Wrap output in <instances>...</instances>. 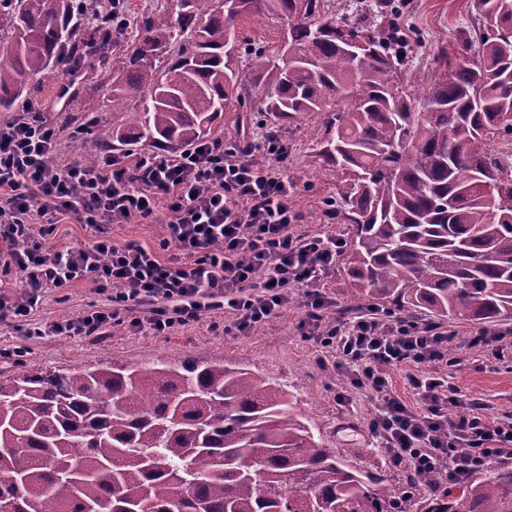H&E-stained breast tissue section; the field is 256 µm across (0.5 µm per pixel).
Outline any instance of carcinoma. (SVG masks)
I'll return each mask as SVG.
<instances>
[{
  "label": "carcinoma",
  "instance_id": "obj_1",
  "mask_svg": "<svg viewBox=\"0 0 512 512\" xmlns=\"http://www.w3.org/2000/svg\"><path fill=\"white\" fill-rule=\"evenodd\" d=\"M112 0H0V111L29 101L58 66L112 53L88 22ZM143 12L112 84V111L137 99L103 141L181 149L224 139L221 120L271 118L263 138L312 114L322 166L342 175L325 217L352 225L349 281L394 312L471 324L512 321V0H474L478 23L456 60L410 90L398 79L412 36L400 4L374 0L337 15L332 0H176ZM288 26L294 57L247 45L235 20ZM365 41L363 57L345 33ZM230 47L233 56L225 48ZM245 61V72L238 62ZM422 110L412 112L407 99ZM375 472L345 466L316 439L276 383L222 362L0 377V512H412ZM426 512H512V469L492 465L450 484Z\"/></svg>",
  "mask_w": 512,
  "mask_h": 512
}]
</instances>
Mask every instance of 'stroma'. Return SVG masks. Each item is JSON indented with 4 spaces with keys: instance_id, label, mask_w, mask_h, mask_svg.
Returning <instances> with one entry per match:
<instances>
[{
    "instance_id": "obj_1",
    "label": "stroma",
    "mask_w": 512,
    "mask_h": 512,
    "mask_svg": "<svg viewBox=\"0 0 512 512\" xmlns=\"http://www.w3.org/2000/svg\"><path fill=\"white\" fill-rule=\"evenodd\" d=\"M475 20L473 0H411L404 23L421 34L424 52L402 74V82L433 75V56L441 52L455 55L461 32ZM116 75L111 61L96 66L92 74L77 79L80 95L74 101L59 95L54 83L43 84L37 103L67 154L81 159L101 152V141L95 132L76 140L70 137L83 112H94L101 124L109 127L125 125L140 111L141 105L136 101L130 103L127 111H113L110 97ZM320 133L318 117L302 120L288 136V159L281 168L288 177L297 180L293 206L302 216L300 231L328 232L344 239L349 235L348 225L328 223L323 214V200L335 192L339 177L334 170L322 167L314 155ZM167 221L168 213L161 209L151 220L113 225L112 236L119 243L134 242L157 249L165 260L170 253L161 249L160 242L164 235L162 226ZM100 300L91 284L78 283L47 293L32 318L66 319L98 305ZM303 315L302 303L294 302L276 319L247 336L225 334V317L221 314L204 315L198 323L161 336L126 332L120 336L30 339L2 323L0 375L78 371L115 358L134 365L158 360L178 364L187 358L236 365L283 386L297 412L343 463L378 472L386 477L391 489L402 490L409 466L386 456L369 432L376 413L373 396L351 386L344 376L337 374L332 363H321L320 349L298 329ZM440 328L447 331L448 345L457 362L435 365L434 375L466 397L484 403L489 418L512 421V321L490 324L489 332L499 334V341L476 347L470 346L469 341L477 333V326L447 320L441 322ZM500 351L505 354L501 360L496 357Z\"/></svg>"
}]
</instances>
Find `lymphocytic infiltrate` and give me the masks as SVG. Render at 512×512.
Instances as JSON below:
<instances>
[{
  "label": "lymphocytic infiltrate",
  "mask_w": 512,
  "mask_h": 512,
  "mask_svg": "<svg viewBox=\"0 0 512 512\" xmlns=\"http://www.w3.org/2000/svg\"><path fill=\"white\" fill-rule=\"evenodd\" d=\"M270 161L255 167L229 143H201L165 157L104 153L93 167L63 153L42 119L0 122V275L20 274L21 294L0 293V322H27L29 337L105 335L124 322L131 333L165 335L208 311L230 314L225 334L248 335L295 301L298 328L353 386L369 391L370 424L386 454L408 462L415 477L459 480L512 453V422L492 421L482 407L431 374L444 360L439 328L386 309L336 319L322 282L342 241L300 234L292 205L297 185L281 171L287 145L263 143ZM166 209L160 261L153 249L113 241L111 227L151 219ZM92 227V245L44 250L62 216ZM77 282L93 283L101 306L49 323H28L41 298ZM415 364L410 381L422 411L396 397L388 368ZM458 409L449 420V409Z\"/></svg>",
  "instance_id": "obj_1"
}]
</instances>
